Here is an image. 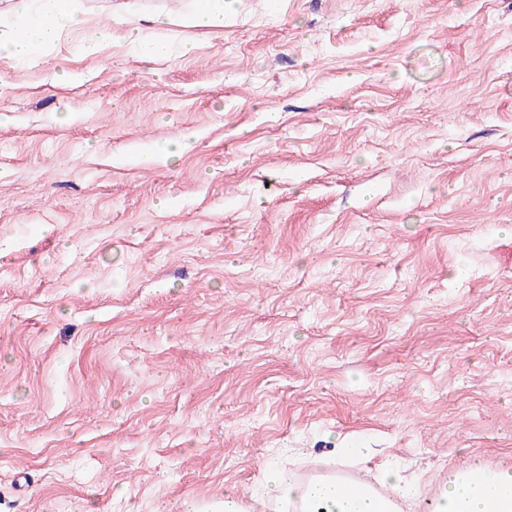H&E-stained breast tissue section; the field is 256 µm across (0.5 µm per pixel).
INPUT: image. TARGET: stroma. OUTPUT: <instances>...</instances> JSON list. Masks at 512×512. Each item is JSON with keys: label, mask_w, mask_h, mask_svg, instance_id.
<instances>
[{"label": "stroma", "mask_w": 512, "mask_h": 512, "mask_svg": "<svg viewBox=\"0 0 512 512\" xmlns=\"http://www.w3.org/2000/svg\"><path fill=\"white\" fill-rule=\"evenodd\" d=\"M178 39L0 58V512L249 503L342 445L430 494L512 469V0H238Z\"/></svg>", "instance_id": "obj_1"}]
</instances>
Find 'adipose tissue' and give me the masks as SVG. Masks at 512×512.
<instances>
[{
  "instance_id": "1",
  "label": "adipose tissue",
  "mask_w": 512,
  "mask_h": 512,
  "mask_svg": "<svg viewBox=\"0 0 512 512\" xmlns=\"http://www.w3.org/2000/svg\"><path fill=\"white\" fill-rule=\"evenodd\" d=\"M230 0H197L187 13L159 14L152 18L150 31L127 28L123 39L138 59L164 57L168 42L178 27L216 28L223 26ZM35 21L32 36L20 37L16 19ZM83 0H17L15 16L0 14V51L17 62L46 56L66 36L85 26ZM324 473L307 479L269 464L264 472L262 502L269 512H401L405 502H423L424 512H512V470H489L480 461L467 469L449 472L430 498H423L419 482L398 467L378 474L374 482L363 483L358 495H347L320 457Z\"/></svg>"
}]
</instances>
